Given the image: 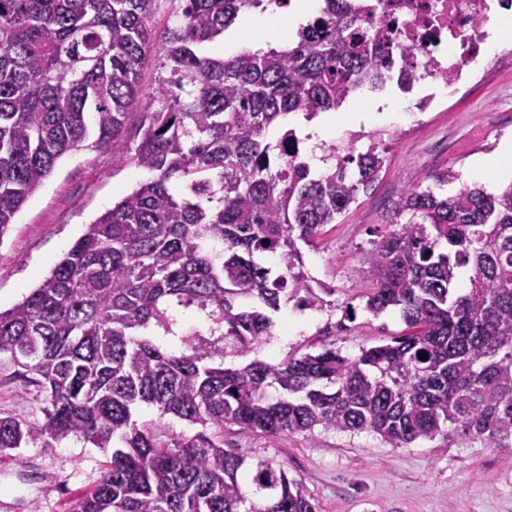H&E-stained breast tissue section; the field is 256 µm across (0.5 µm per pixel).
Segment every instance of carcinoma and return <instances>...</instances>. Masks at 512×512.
<instances>
[{
  "instance_id": "obj_1",
  "label": "carcinoma",
  "mask_w": 512,
  "mask_h": 512,
  "mask_svg": "<svg viewBox=\"0 0 512 512\" xmlns=\"http://www.w3.org/2000/svg\"><path fill=\"white\" fill-rule=\"evenodd\" d=\"M154 2L0 0V238L63 154L92 132L100 144L119 135L134 106L148 125L131 160L149 174L0 311V354L45 393L42 423L0 417V451L70 435L112 449L72 512H317L284 465L224 448V431L512 448V183L446 197L416 185L395 204L359 273L366 309L399 308L402 335L354 358L324 345L224 366L226 347L246 355L271 335L282 298L316 303L295 271L298 243L315 245L384 165L373 144L314 167L283 157L295 130L269 135L356 89L402 85L406 52L378 62L391 38L364 25L375 7L322 0L288 43L226 58L204 44L264 0H169L174 24L155 54L168 76L145 92ZM456 180L448 168L423 178ZM271 254L285 265L276 276L257 261ZM179 306L196 307L207 332L163 347L154 337L174 334ZM141 403L200 430L140 421Z\"/></svg>"
}]
</instances>
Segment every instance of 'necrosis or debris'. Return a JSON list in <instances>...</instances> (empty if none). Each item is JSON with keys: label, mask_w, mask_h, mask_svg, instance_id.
<instances>
[{"label": "necrosis or debris", "mask_w": 512, "mask_h": 512, "mask_svg": "<svg viewBox=\"0 0 512 512\" xmlns=\"http://www.w3.org/2000/svg\"><path fill=\"white\" fill-rule=\"evenodd\" d=\"M511 9L512 0H381L373 21L409 48L410 74L452 96L486 65L493 14Z\"/></svg>", "instance_id": "necrosis-or-debris-1"}]
</instances>
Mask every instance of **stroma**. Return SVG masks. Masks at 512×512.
I'll use <instances>...</instances> for the list:
<instances>
[{
	"label": "stroma",
	"mask_w": 512,
	"mask_h": 512,
	"mask_svg": "<svg viewBox=\"0 0 512 512\" xmlns=\"http://www.w3.org/2000/svg\"><path fill=\"white\" fill-rule=\"evenodd\" d=\"M292 9L271 20L262 12L225 32L216 45L238 51L247 37H280L292 30ZM404 93L388 110L350 95L336 125L323 116L308 122L317 156L349 132H360L354 152L384 148V166L373 190L328 225L316 247H302L299 269L322 292L316 306H283L277 325L254 356L280 361L333 345L342 355L390 342L405 328L398 309L365 311L370 283L358 269L371 241L383 231L394 202L423 176L445 167L466 175L472 162L512 138V57L501 60L469 93L441 100L412 116L402 112ZM143 117L131 108L122 134L105 145L87 140L62 156L52 174L15 215L0 237V310L11 308L49 274L59 258L101 213L146 179L131 157ZM40 387L0 355V416L41 423ZM225 447L248 458L284 465L320 512H512V448L486 447L453 437L393 448L370 432L316 430L270 438L244 431L224 435ZM110 454L76 437L0 452V503L10 512H71L74 500L99 480Z\"/></svg>",
	"instance_id": "obj_1"
}]
</instances>
